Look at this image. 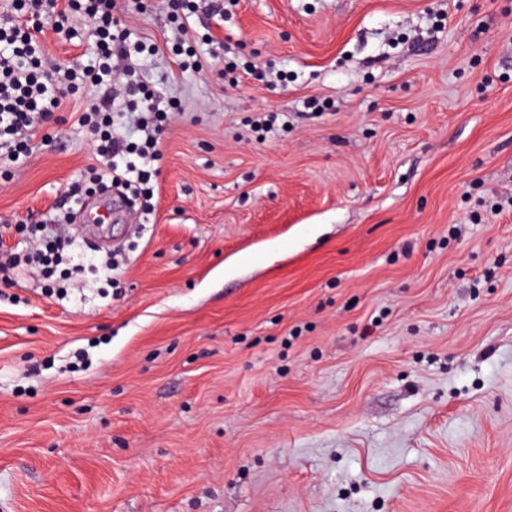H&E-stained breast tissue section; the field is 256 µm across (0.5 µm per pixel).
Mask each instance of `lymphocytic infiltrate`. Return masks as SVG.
Wrapping results in <instances>:
<instances>
[{
    "instance_id": "obj_1",
    "label": "lymphocytic infiltrate",
    "mask_w": 512,
    "mask_h": 512,
    "mask_svg": "<svg viewBox=\"0 0 512 512\" xmlns=\"http://www.w3.org/2000/svg\"><path fill=\"white\" fill-rule=\"evenodd\" d=\"M15 16L0 18V132L17 138L18 148H26L34 131L49 122L70 86L62 77L45 69L32 44L30 29L18 21L19 16L38 14L43 0H14ZM93 25L97 68L85 75L94 90L87 112L82 115L99 136L98 151L109 163L110 181L131 189L140 199L143 214L154 205L149 183L155 174L154 162L160 158L158 137L169 119L167 110L151 97H144L135 121V135L115 132L111 114L115 106L113 85L131 75V65L116 68L114 48L125 45L129 33L117 18L119 0H74Z\"/></svg>"
}]
</instances>
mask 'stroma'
Masks as SVG:
<instances>
[{
  "mask_svg": "<svg viewBox=\"0 0 512 512\" xmlns=\"http://www.w3.org/2000/svg\"><path fill=\"white\" fill-rule=\"evenodd\" d=\"M122 19L176 106L148 223L86 88L0 173L1 248L73 239L0 283V512H512V0H234L188 70L168 0Z\"/></svg>",
  "mask_w": 512,
  "mask_h": 512,
  "instance_id": "35a3bbf8",
  "label": "stroma"
}]
</instances>
